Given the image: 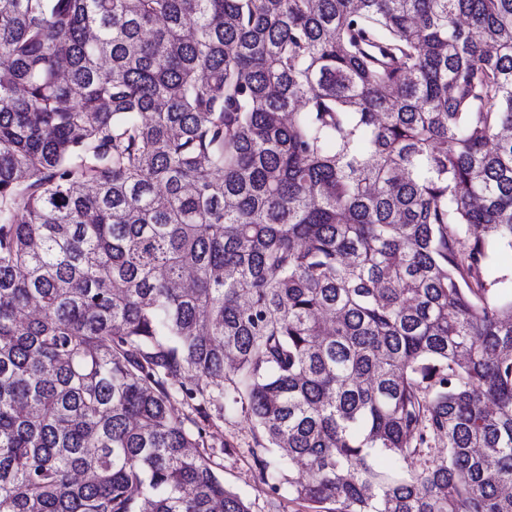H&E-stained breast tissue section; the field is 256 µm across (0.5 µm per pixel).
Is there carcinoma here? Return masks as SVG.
<instances>
[{
  "mask_svg": "<svg viewBox=\"0 0 512 512\" xmlns=\"http://www.w3.org/2000/svg\"><path fill=\"white\" fill-rule=\"evenodd\" d=\"M503 250L512 0H0V512H512ZM208 431L214 439L208 442L215 448H207L213 468L224 479V484L239 493L249 504L252 512H269V496L258 479L251 449L256 444L257 430L241 410L224 411L211 408ZM227 444L222 448V444Z\"/></svg>",
  "mask_w": 512,
  "mask_h": 512,
  "instance_id": "cac0c4a2",
  "label": "carcinoma"
}]
</instances>
